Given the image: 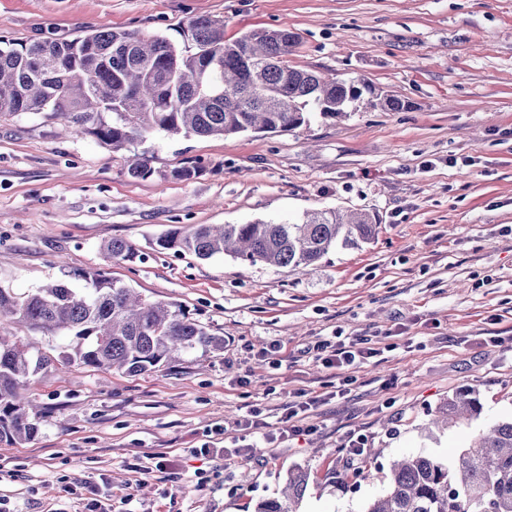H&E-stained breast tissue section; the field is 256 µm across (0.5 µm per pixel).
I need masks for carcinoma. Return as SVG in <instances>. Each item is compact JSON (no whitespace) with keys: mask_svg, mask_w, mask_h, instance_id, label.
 I'll list each match as a JSON object with an SVG mask.
<instances>
[{"mask_svg":"<svg viewBox=\"0 0 512 512\" xmlns=\"http://www.w3.org/2000/svg\"><path fill=\"white\" fill-rule=\"evenodd\" d=\"M188 47L164 35L144 37L107 28L73 38L5 41L0 45V115L51 112L78 134L115 151L153 131L184 136H238L292 131L312 112L334 118L354 111L367 94L386 110L410 104L365 78L338 79L288 65L299 35L285 27L250 29L224 39V24L191 19ZM129 177L147 180L151 160L138 154ZM376 216L336 208L307 212L297 222L177 225L156 246L199 259L230 255L251 265L308 268L339 245L357 249L376 233ZM109 259L129 258L121 239L100 245ZM45 336L63 334V349L31 350L9 331L0 333V444L33 438L40 416L29 415L19 389L51 366L144 373L198 350H220L224 339L173 303L147 302L96 268L75 269L62 280L18 294L0 287V318ZM477 398L452 395L442 423L480 414ZM308 474L288 475V494L257 504L256 512H297ZM364 512H512V420L479 433L448 463L411 455L389 470L384 495Z\"/></svg>","mask_w":512,"mask_h":512,"instance_id":"carcinoma-1","label":"carcinoma"}]
</instances>
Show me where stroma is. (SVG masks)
<instances>
[{"instance_id":"1","label":"stroma","mask_w":512,"mask_h":512,"mask_svg":"<svg viewBox=\"0 0 512 512\" xmlns=\"http://www.w3.org/2000/svg\"><path fill=\"white\" fill-rule=\"evenodd\" d=\"M199 15L228 38L292 29L290 65L365 77L412 108L364 103L289 132H154L124 153L49 112L1 116L0 287L97 267L180 305L224 348L139 375L33 377L23 396L43 419L31 440L0 444V512H255L297 468L300 512H364L394 457L450 461L512 418V0H0V39L109 28L179 43ZM128 152L151 157V178L125 174ZM191 161L194 179L173 178ZM336 207L376 213L377 233L309 272L155 246L176 225ZM112 239L132 258H105ZM323 339L379 354L328 369L310 352ZM303 390L324 401L292 435L282 416ZM472 391L477 419L425 433L449 395ZM250 405L260 428L241 458L223 429Z\"/></svg>"}]
</instances>
